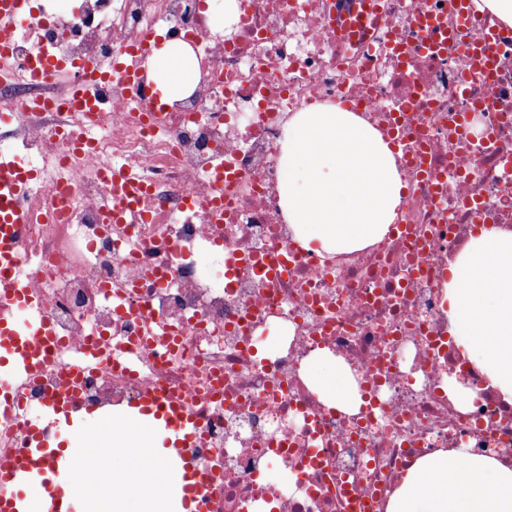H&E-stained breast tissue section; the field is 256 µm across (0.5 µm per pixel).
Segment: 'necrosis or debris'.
<instances>
[{
	"label": "necrosis or debris",
	"mask_w": 512,
	"mask_h": 512,
	"mask_svg": "<svg viewBox=\"0 0 512 512\" xmlns=\"http://www.w3.org/2000/svg\"><path fill=\"white\" fill-rule=\"evenodd\" d=\"M478 0H240L224 31L201 0H44L35 40L13 38L14 109L0 152L37 170L23 205L18 269L33 313L63 343L38 378L17 376L23 408L0 407V462L27 442L34 409L61 392L87 342L142 340L133 372L100 364L79 407L136 405L172 393L193 402L202 435L181 449L204 478L202 512H387L405 468L446 448L512 464V405L448 334V266L480 224L512 230V25ZM445 39L422 45L417 11ZM503 38L492 69L469 48ZM157 32L208 64L193 97L168 107L113 74L116 55ZM61 72L35 73L36 53ZM107 80L92 130L77 112H31L65 98L79 64ZM317 103L360 113L401 151L403 200L388 234L338 255L303 249L280 207L278 144L293 113ZM91 141L74 152L72 138ZM134 164L145 212L106 224L101 170ZM228 198L223 213L208 199ZM66 192L65 212L55 199ZM220 251L221 273L202 265ZM123 298L117 313L106 293ZM282 344L261 356L270 329ZM340 358L362 402L326 406L302 371L315 351ZM477 396L459 407L449 377Z\"/></svg>",
	"instance_id": "4bbe7bcc"
}]
</instances>
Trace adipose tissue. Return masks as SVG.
Segmentation results:
<instances>
[{"instance_id": "adipose-tissue-1", "label": "adipose tissue", "mask_w": 512, "mask_h": 512, "mask_svg": "<svg viewBox=\"0 0 512 512\" xmlns=\"http://www.w3.org/2000/svg\"><path fill=\"white\" fill-rule=\"evenodd\" d=\"M197 62L177 41L154 50L150 76L164 98L195 87ZM281 208L308 250L338 254L382 239L404 183L394 146L364 119L336 106L291 115L279 142ZM449 331L460 353L512 403V233L479 228L449 267ZM309 386L328 406L360 403L352 371L319 351L304 363ZM163 422L119 408L88 415L68 432L64 506L75 512H184V471L166 454ZM388 512H512V467L454 448L417 459Z\"/></svg>"}]
</instances>
